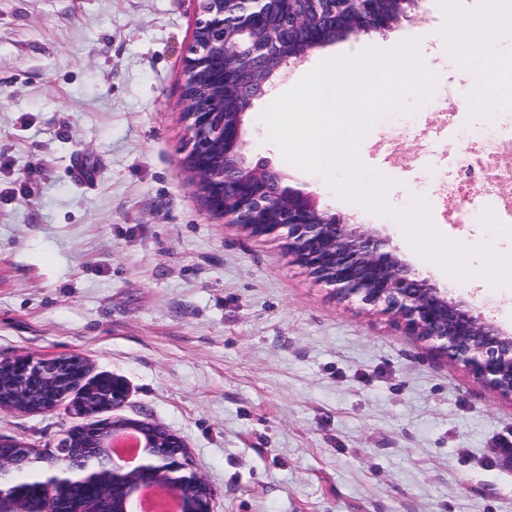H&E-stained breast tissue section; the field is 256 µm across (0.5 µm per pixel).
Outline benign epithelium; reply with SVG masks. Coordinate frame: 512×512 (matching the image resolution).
Here are the masks:
<instances>
[{
	"label": "benign epithelium",
	"mask_w": 512,
	"mask_h": 512,
	"mask_svg": "<svg viewBox=\"0 0 512 512\" xmlns=\"http://www.w3.org/2000/svg\"><path fill=\"white\" fill-rule=\"evenodd\" d=\"M192 44L180 72L188 132L184 161L207 209L247 236L286 241L288 256L344 298L383 306L407 334L512 399V333L462 300L448 297L408 262L388 236L350 223L294 188L287 175L250 161L243 118L277 71L348 34L384 32L419 0H196ZM242 61L229 68L225 60ZM47 413L67 403L83 422L53 451L0 436V512H130L142 486L181 500V512H214V492L193 465L179 435L148 422L116 418L130 395L125 378L92 374L77 354L0 360V410ZM139 435L128 464L111 451L114 436Z\"/></svg>",
	"instance_id": "7a95c632"
}]
</instances>
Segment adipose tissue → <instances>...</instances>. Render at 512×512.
I'll return each instance as SVG.
<instances>
[{"instance_id": "ef3b65f1", "label": "adipose tissue", "mask_w": 512, "mask_h": 512, "mask_svg": "<svg viewBox=\"0 0 512 512\" xmlns=\"http://www.w3.org/2000/svg\"><path fill=\"white\" fill-rule=\"evenodd\" d=\"M477 19L482 30L480 39L453 28L448 41L464 56L474 86L489 95L495 87L494 44L500 32L512 29V0H486Z\"/></svg>"}]
</instances>
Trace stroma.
Segmentation results:
<instances>
[{
    "label": "stroma",
    "instance_id": "1",
    "mask_svg": "<svg viewBox=\"0 0 512 512\" xmlns=\"http://www.w3.org/2000/svg\"><path fill=\"white\" fill-rule=\"evenodd\" d=\"M484 0H421L390 30L345 35L279 72L244 119L249 155L322 205L389 236L450 297L512 331V286L471 259L458 279L419 253L397 220L340 197L287 163L261 119L272 96L320 63L416 42L432 98L378 119L361 161L389 179V206L423 198L434 228L512 253L489 212L459 227L433 129L471 83L448 48L449 12ZM196 0H0V360L85 357L130 385L120 418L180 435L215 491V512H512V400L432 353L380 308L336 297L288 257L212 215L183 165L179 73ZM483 105L455 125L482 155ZM40 176L27 178L33 166ZM65 408L0 411V435L55 447Z\"/></svg>",
    "mask_w": 512,
    "mask_h": 512
}]
</instances>
